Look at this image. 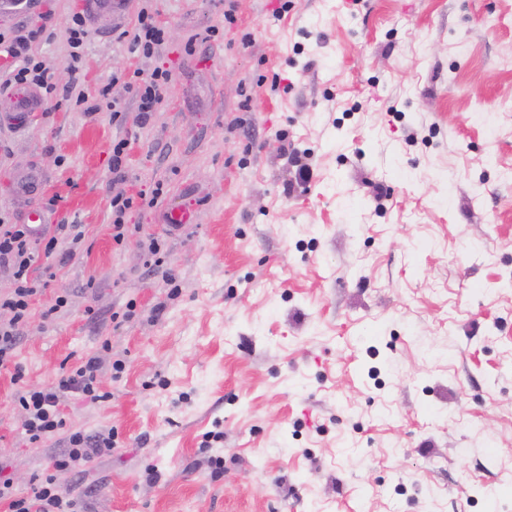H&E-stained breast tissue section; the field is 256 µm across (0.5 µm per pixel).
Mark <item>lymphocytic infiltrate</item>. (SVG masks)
Returning <instances> with one entry per match:
<instances>
[{"label":"lymphocytic infiltrate","mask_w":512,"mask_h":512,"mask_svg":"<svg viewBox=\"0 0 512 512\" xmlns=\"http://www.w3.org/2000/svg\"><path fill=\"white\" fill-rule=\"evenodd\" d=\"M38 36L37 30L17 27L11 32L0 31V53L18 59L19 65L0 82V91L38 86L53 92L48 70L43 62L29 53L30 45ZM56 236H33L29 225L0 224V275L9 279L11 286L0 293V311H7L8 319H0V369L13 358L18 328L28 314L33 296L42 292L48 282L33 275L32 266L39 254H52ZM100 369L98 358H88L77 368L62 374L51 386L42 389L25 388L15 398L25 414L24 430L30 443L36 444L57 435H65L66 446L53 458L52 471L38 480L26 497L14 496L12 482L4 478L0 464V506L5 512H78L79 502L61 487L56 472L76 470L92 458L110 454L114 445L113 433L89 435L80 431L66 432V421L61 415L62 403L73 395L100 401L104 395L97 386Z\"/></svg>","instance_id":"f902f5d3"}]
</instances>
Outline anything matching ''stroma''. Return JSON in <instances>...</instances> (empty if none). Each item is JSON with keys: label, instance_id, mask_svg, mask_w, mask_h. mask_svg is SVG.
Listing matches in <instances>:
<instances>
[{"label": "stroma", "instance_id": "stroma-1", "mask_svg": "<svg viewBox=\"0 0 512 512\" xmlns=\"http://www.w3.org/2000/svg\"><path fill=\"white\" fill-rule=\"evenodd\" d=\"M36 3L56 90L0 117V218L85 237L35 263L55 277L13 360L34 387L101 361L107 400L62 408L115 432L61 481L83 512H512V0H126L93 11L75 75L85 0ZM157 67L143 123L112 75ZM105 86L115 110L76 105ZM179 207L195 220L169 229ZM16 391L1 370L0 463L26 496L65 442H27ZM164 41V31L156 26L147 7L141 9L138 16V28L133 37V50L143 57L150 58Z\"/></svg>", "mask_w": 512, "mask_h": 512}]
</instances>
